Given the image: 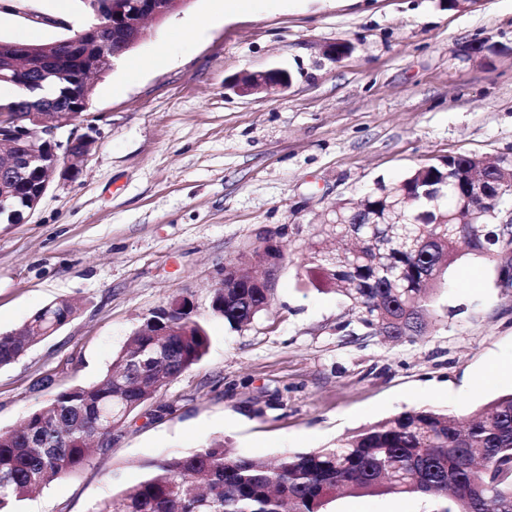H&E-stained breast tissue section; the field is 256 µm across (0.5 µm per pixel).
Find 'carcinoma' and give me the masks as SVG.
Returning a JSON list of instances; mask_svg holds the SVG:
<instances>
[{
	"label": "carcinoma",
	"instance_id": "1",
	"mask_svg": "<svg viewBox=\"0 0 512 512\" xmlns=\"http://www.w3.org/2000/svg\"><path fill=\"white\" fill-rule=\"evenodd\" d=\"M36 58L52 60L60 83L49 79L59 111L82 116L93 94L85 80L102 53L87 42L80 50L56 42L30 45ZM29 98L0 102L23 117ZM476 157L456 154L446 166L426 165L409 177L377 185L358 203L339 206L340 218L323 234L342 246L331 252L316 242L313 269L329 290L349 302L362 326L399 341L423 335L429 326L431 289L455 261L464 242L491 259L512 246V224L492 218L465 224V209L478 198L502 212L498 194L504 174L486 161L480 185L456 173L475 167ZM41 182L35 169L22 177L0 158V195L10 208L0 224L13 223ZM269 289L245 282L216 289L212 313L233 329L264 311ZM173 309L171 325L141 323L102 378L56 393L15 429L0 432V512H17L33 492L88 466L93 455L112 454V419L130 418L150 406L162 380L175 379L207 354L210 340L190 317L188 304ZM78 307L64 300L37 310L29 321L0 333V367L24 356L49 331L57 332ZM405 494L429 499L436 512H512V394L498 397L462 421L423 408L402 412L310 452H294L263 464L235 455L213 439L194 452L150 463L144 478L90 512H324L336 493Z\"/></svg>",
	"mask_w": 512,
	"mask_h": 512
}]
</instances>
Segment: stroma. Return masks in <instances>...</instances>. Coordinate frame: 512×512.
Instances as JSON below:
<instances>
[{
  "label": "stroma",
  "mask_w": 512,
  "mask_h": 512,
  "mask_svg": "<svg viewBox=\"0 0 512 512\" xmlns=\"http://www.w3.org/2000/svg\"><path fill=\"white\" fill-rule=\"evenodd\" d=\"M217 0L162 23L96 80L97 139L75 178L0 224V332L61 299L77 315L0 368V430L52 390L97 382L145 317L178 297L210 338L203 360L138 414L111 455L22 501L20 512H90L150 462L228 439L250 458L309 452L404 411L461 418L512 392V293L492 259L460 247L412 341L366 334L304 262L336 206L447 156L512 155V0H258L221 19ZM88 21L81 0H15L0 39L48 43ZM487 39L489 60L456 47ZM349 42L336 60L326 49ZM273 67L287 90L234 86ZM270 235L284 258L270 307L233 329L211 302L225 263ZM52 377L53 388L38 381ZM402 495H337L327 512H432Z\"/></svg>",
  "instance_id": "obj_1"
}]
</instances>
